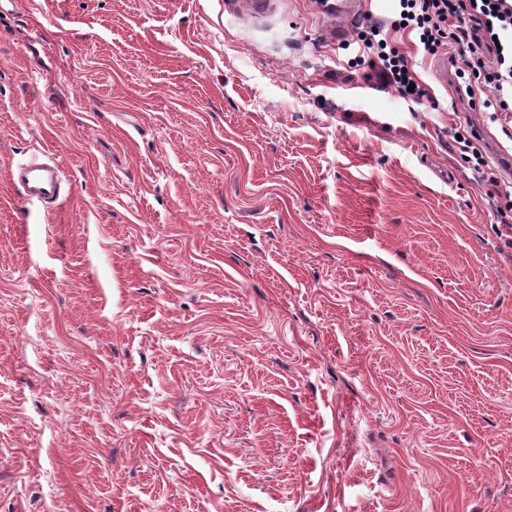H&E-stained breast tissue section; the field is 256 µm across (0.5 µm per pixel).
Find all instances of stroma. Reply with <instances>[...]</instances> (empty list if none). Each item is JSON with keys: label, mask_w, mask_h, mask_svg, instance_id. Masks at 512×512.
<instances>
[{"label": "stroma", "mask_w": 512, "mask_h": 512, "mask_svg": "<svg viewBox=\"0 0 512 512\" xmlns=\"http://www.w3.org/2000/svg\"><path fill=\"white\" fill-rule=\"evenodd\" d=\"M391 39L428 100L320 0H0V512H512V139ZM385 28V22L373 19L372 15L368 16L366 22L358 27L357 38L344 47V50H349L354 45L352 53L355 55L348 59L347 66L355 68L368 64L375 70L377 80L384 87L395 90L403 98L423 100L428 95L416 78L412 62L394 46ZM410 83L415 84L413 92L408 91ZM457 134L461 135L462 140L456 138ZM449 135L460 154L468 160V163H472L473 169L482 175L483 180L492 185L496 184V174L488 167L479 135L470 122L467 121L463 127L461 123L459 127L456 124L450 129ZM43 157L48 162H38L37 157L13 168L10 182L15 193L26 201L58 203L64 195L61 170L52 157Z\"/></svg>", "instance_id": "stroma-1"}]
</instances>
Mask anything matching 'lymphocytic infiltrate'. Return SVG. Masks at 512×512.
Returning a JSON list of instances; mask_svg holds the SVG:
<instances>
[{"label": "lymphocytic infiltrate", "mask_w": 512, "mask_h": 512, "mask_svg": "<svg viewBox=\"0 0 512 512\" xmlns=\"http://www.w3.org/2000/svg\"><path fill=\"white\" fill-rule=\"evenodd\" d=\"M393 29L413 33L428 55L456 51L460 87L488 91L478 106L490 120L512 119V0H397L391 22L370 18L360 25L348 67L372 64L384 87L420 101L427 92L392 43Z\"/></svg>", "instance_id": "lymphocytic-infiltrate-1"}]
</instances>
